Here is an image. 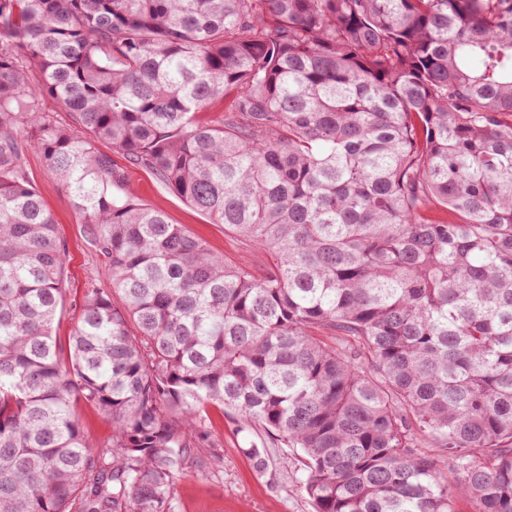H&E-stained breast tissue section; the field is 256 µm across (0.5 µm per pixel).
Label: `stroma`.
I'll use <instances>...</instances> for the list:
<instances>
[{"label": "stroma", "mask_w": 512, "mask_h": 512, "mask_svg": "<svg viewBox=\"0 0 512 512\" xmlns=\"http://www.w3.org/2000/svg\"><path fill=\"white\" fill-rule=\"evenodd\" d=\"M112 160L115 167L124 172L127 192L142 204L165 212L170 223L187 227L212 251L223 255L228 264L255 271L266 263V254L252 241L212 223L163 188L148 170L129 164L118 153L113 154ZM26 169L68 245V312L55 325L56 335L65 337L81 310L86 289L107 287L105 262L88 243L85 226L71 197L47 172L39 151H29ZM210 419L211 443L203 454L213 461V471L200 476L190 470L179 478L174 491V512H314L310 499L300 487L302 472L296 449L268 446L264 433L245 427L235 415L215 409ZM254 442L267 446L265 470H256L246 454L247 447Z\"/></svg>", "instance_id": "obj_1"}]
</instances>
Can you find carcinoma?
<instances>
[{
    "mask_svg": "<svg viewBox=\"0 0 512 512\" xmlns=\"http://www.w3.org/2000/svg\"><path fill=\"white\" fill-rule=\"evenodd\" d=\"M32 149L108 271L64 341ZM212 407L315 512H512V0H0V512H173ZM100 149L112 154L115 167L123 170L127 192L147 207L165 212L170 223L183 224L202 238L212 251L223 255L228 264L255 271L266 263L267 255L252 241L224 231L222 224H212L205 215L163 188L148 170L132 166L121 154L114 153L109 145L102 144ZM79 414L86 435L99 448L112 444V426L94 407L82 406Z\"/></svg>",
    "mask_w": 512,
    "mask_h": 512,
    "instance_id": "carcinoma-1",
    "label": "carcinoma"
}]
</instances>
